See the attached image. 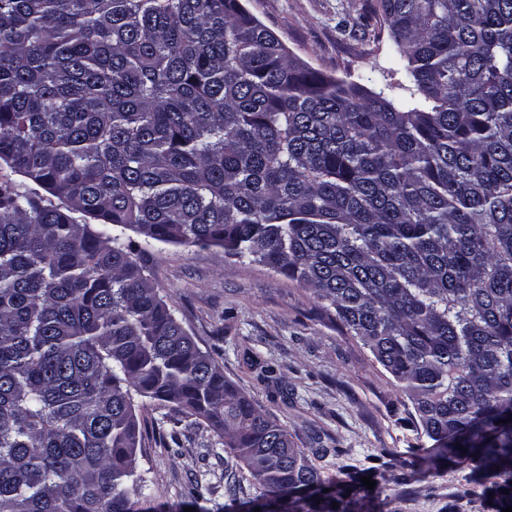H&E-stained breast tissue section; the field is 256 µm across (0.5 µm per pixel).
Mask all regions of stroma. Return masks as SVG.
<instances>
[{
	"label": "stroma",
	"mask_w": 512,
	"mask_h": 512,
	"mask_svg": "<svg viewBox=\"0 0 512 512\" xmlns=\"http://www.w3.org/2000/svg\"><path fill=\"white\" fill-rule=\"evenodd\" d=\"M376 0H242L308 66L358 84L394 104L413 105V80ZM183 327L210 351L225 378L286 425L296 443H322L324 478H373L398 512H500L501 492L468 462L423 475L404 463L416 446L431 447L395 379L356 339L344 335L296 281L251 259H225L218 248L155 244L140 254ZM144 443L138 468L149 481L151 512H236L224 486L241 499L257 494L247 471L225 452L207 424L183 422L180 450L165 447L166 407L134 400ZM383 448L398 456L376 467ZM204 497L192 496L195 485Z\"/></svg>",
	"instance_id": "1"
}]
</instances>
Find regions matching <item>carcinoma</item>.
<instances>
[{
	"mask_svg": "<svg viewBox=\"0 0 512 512\" xmlns=\"http://www.w3.org/2000/svg\"><path fill=\"white\" fill-rule=\"evenodd\" d=\"M376 2L413 108L240 0H0V512H143L135 394L213 428L249 505L369 512L224 378L126 230L302 284L411 402L419 467L512 491V0Z\"/></svg>",
	"mask_w": 512,
	"mask_h": 512,
	"instance_id": "cac0c4a2",
	"label": "carcinoma"
}]
</instances>
